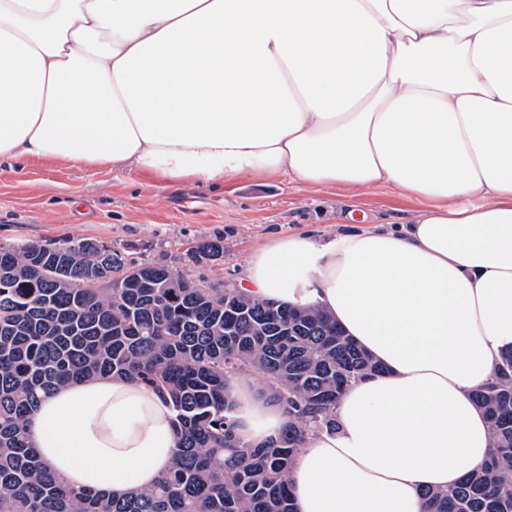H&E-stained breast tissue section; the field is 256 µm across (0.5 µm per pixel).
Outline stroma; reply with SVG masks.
I'll list each match as a JSON object with an SVG mask.
<instances>
[{"label":"stroma","instance_id":"stroma-1","mask_svg":"<svg viewBox=\"0 0 512 512\" xmlns=\"http://www.w3.org/2000/svg\"><path fill=\"white\" fill-rule=\"evenodd\" d=\"M357 207L375 224H402L422 206L397 190L355 195L299 187L284 176L245 175L214 187L177 182L158 188L120 168H73L34 160L0 165V243L92 238L136 262H155L189 278L243 283L250 254L279 233L326 243L346 232L339 211ZM224 240L218 263L192 264L190 249Z\"/></svg>","mask_w":512,"mask_h":512}]
</instances>
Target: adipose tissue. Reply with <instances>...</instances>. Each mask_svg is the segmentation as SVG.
Returning a JSON list of instances; mask_svg holds the SVG:
<instances>
[{
	"instance_id": "ef3b65f1",
	"label": "adipose tissue",
	"mask_w": 512,
	"mask_h": 512,
	"mask_svg": "<svg viewBox=\"0 0 512 512\" xmlns=\"http://www.w3.org/2000/svg\"><path fill=\"white\" fill-rule=\"evenodd\" d=\"M31 160L427 201L249 260L245 294L318 305L382 367L352 380L337 433L308 435L294 510L424 512L488 456L473 393L512 350V0H0V164ZM226 390L250 441L286 423L244 376ZM26 430L64 481L115 498L177 444L169 402L112 376L57 388Z\"/></svg>"
}]
</instances>
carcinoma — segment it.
I'll return each mask as SVG.
<instances>
[{"label": "carcinoma", "instance_id": "obj_1", "mask_svg": "<svg viewBox=\"0 0 512 512\" xmlns=\"http://www.w3.org/2000/svg\"><path fill=\"white\" fill-rule=\"evenodd\" d=\"M189 257L215 263L224 240ZM105 276L113 287H94ZM380 371L313 305L194 287L94 239L0 243V512H294L287 477L307 435L336 432L351 380ZM242 372L288 414L260 444L238 434L224 390ZM104 373L161 394L178 434L157 484L122 499L64 484L25 432L56 387ZM474 400L491 426L490 455L454 486L424 491V512H512V351Z\"/></svg>", "mask_w": 512, "mask_h": 512}]
</instances>
